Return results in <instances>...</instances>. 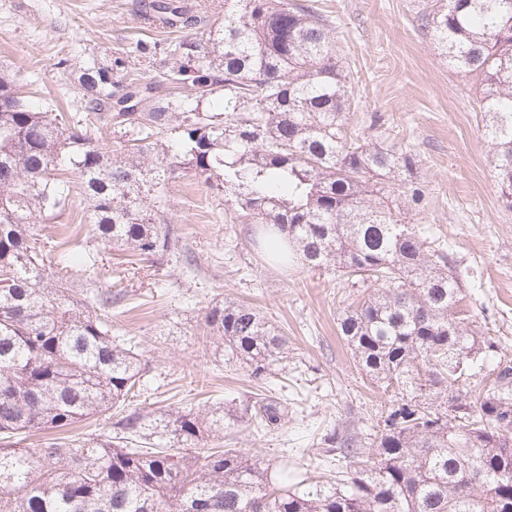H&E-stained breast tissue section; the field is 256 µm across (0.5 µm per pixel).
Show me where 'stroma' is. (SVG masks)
Here are the masks:
<instances>
[{
	"label": "stroma",
	"mask_w": 512,
	"mask_h": 512,
	"mask_svg": "<svg viewBox=\"0 0 512 512\" xmlns=\"http://www.w3.org/2000/svg\"><path fill=\"white\" fill-rule=\"evenodd\" d=\"M426 0H316L336 28V54L351 74L356 104L351 122L365 135L390 129L416 163L419 202L402 198L408 221L445 247L464 283L462 308L470 328L496 344L463 389L478 393L500 358L512 361V210L505 209L488 164L478 86L450 69L416 16ZM136 0H0V70L31 100H54L73 111L69 74L87 63L123 58L147 81L165 83L164 58L174 36L144 27ZM68 58L69 70L57 67ZM56 222L37 230L88 239V202L76 174ZM161 218L181 240L179 256L153 263L100 249L99 261L77 287L109 289L120 302L108 311L113 335L139 340L149 370L135 407L146 413L223 407L246 401L277 404L284 417L256 434L225 422L215 446L242 449L294 484L335 470L323 438L335 430L366 436L387 408L378 384L357 369L336 322L349 303L368 294L337 274L302 264L275 265L252 246L253 227L234 224L224 193L203 179L176 174L166 187ZM234 300L253 305L288 338V361L257 381L225 361L206 340L205 313Z\"/></svg>",
	"instance_id": "1"
}]
</instances>
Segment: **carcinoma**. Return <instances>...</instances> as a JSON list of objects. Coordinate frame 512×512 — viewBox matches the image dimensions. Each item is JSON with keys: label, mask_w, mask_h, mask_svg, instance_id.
Instances as JSON below:
<instances>
[{"label": "carcinoma", "mask_w": 512, "mask_h": 512, "mask_svg": "<svg viewBox=\"0 0 512 512\" xmlns=\"http://www.w3.org/2000/svg\"><path fill=\"white\" fill-rule=\"evenodd\" d=\"M137 11L169 29L208 25L178 0ZM418 19L451 69L479 79L489 166L512 210V0H429ZM167 57L187 93L118 80L125 62L94 60L75 77L84 111L69 116L0 76V512H512V364H497L484 393L460 387L494 342L465 324L448 254L401 219L390 181L418 200L412 155L386 129L350 130L354 88L328 19L309 0H224L206 47L178 40ZM219 88L224 111H199ZM64 167L94 240L140 260L178 251L159 209L181 170L217 182L232 221L262 226L270 262L370 281L337 324L390 406L366 448L325 438L335 480L278 488L259 460L207 447L224 433L219 408L126 410L147 363L97 314L112 293L74 287L98 253L34 231L60 217ZM205 319L224 359L257 381L288 359V338L251 305L216 304ZM450 393L453 409L431 403ZM252 408L254 427L280 424L277 406ZM108 410L109 429L77 448L64 437ZM41 431L55 435L19 447Z\"/></svg>", "instance_id": "1"}]
</instances>
